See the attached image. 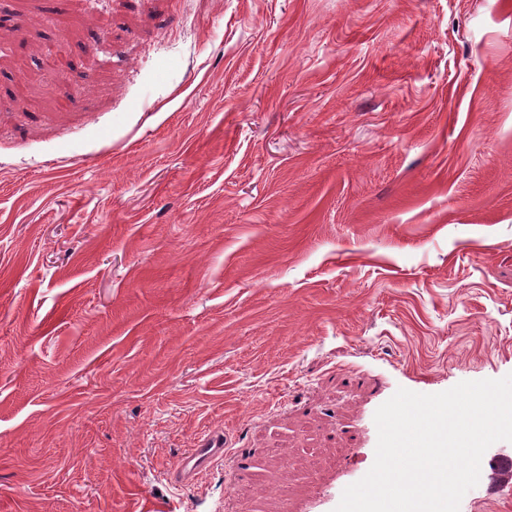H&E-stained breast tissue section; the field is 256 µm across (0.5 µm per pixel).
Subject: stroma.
Returning a JSON list of instances; mask_svg holds the SVG:
<instances>
[{
	"mask_svg": "<svg viewBox=\"0 0 512 512\" xmlns=\"http://www.w3.org/2000/svg\"><path fill=\"white\" fill-rule=\"evenodd\" d=\"M509 374L512 0H0V512H334ZM230 445L226 436L224 441H210L204 439L197 445V448H191L180 460L176 466L173 477L180 481L192 479L198 471L204 468L211 460L217 456L224 455V448Z\"/></svg>",
	"mask_w": 512,
	"mask_h": 512,
	"instance_id": "obj_1",
	"label": "stroma"
}]
</instances>
